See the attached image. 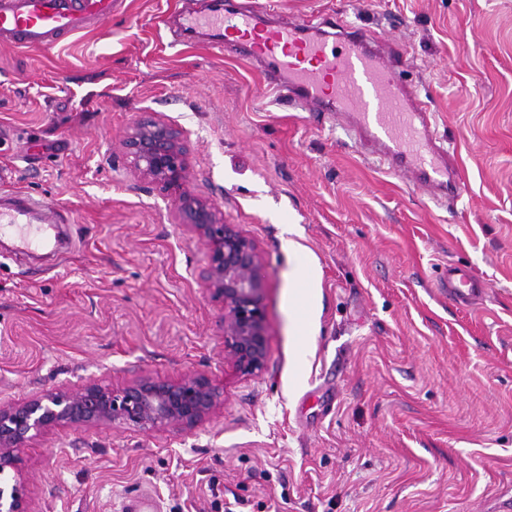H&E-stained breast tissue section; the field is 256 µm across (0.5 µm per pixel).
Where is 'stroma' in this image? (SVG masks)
Listing matches in <instances>:
<instances>
[{
    "mask_svg": "<svg viewBox=\"0 0 512 512\" xmlns=\"http://www.w3.org/2000/svg\"><path fill=\"white\" fill-rule=\"evenodd\" d=\"M179 2L116 0L110 21L53 48L0 45V194L72 219L62 253L0 254V403L199 374L221 394L190 429L40 434L19 451L32 512H114L146 488L163 512H487L512 498V0L275 2L407 45L405 78L458 161L447 205L266 95L235 48L172 46ZM147 117L182 130L192 190L257 246L259 375L224 357L203 241L125 153ZM452 264L487 285L472 307L439 290Z\"/></svg>",
    "mask_w": 512,
    "mask_h": 512,
    "instance_id": "stroma-1",
    "label": "stroma"
}]
</instances>
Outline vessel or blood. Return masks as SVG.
Returning a JSON list of instances; mask_svg holds the SVG:
<instances>
[{
	"instance_id": "obj_1",
	"label": "vessel or blood",
	"mask_w": 512,
	"mask_h": 512,
	"mask_svg": "<svg viewBox=\"0 0 512 512\" xmlns=\"http://www.w3.org/2000/svg\"><path fill=\"white\" fill-rule=\"evenodd\" d=\"M114 0H0V43L54 47L63 37L111 19ZM178 42L207 40L216 52L239 47L262 64L270 90L288 105L333 113L337 122L368 150L373 162L412 181L438 203L460 195L457 169L450 163L436 118L402 77L406 46L380 40L345 18L323 24L296 18L272 26L264 6L228 13L225 0H181ZM68 212L55 204L16 194L0 199V235L27 253L55 247ZM483 285L468 269H448V299L469 305ZM118 512H161L149 490L124 496Z\"/></svg>"
}]
</instances>
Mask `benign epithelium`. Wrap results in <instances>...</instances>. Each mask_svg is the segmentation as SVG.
<instances>
[{
	"instance_id": "7a95c632",
	"label": "benign epithelium",
	"mask_w": 512,
	"mask_h": 512,
	"mask_svg": "<svg viewBox=\"0 0 512 512\" xmlns=\"http://www.w3.org/2000/svg\"><path fill=\"white\" fill-rule=\"evenodd\" d=\"M140 180L158 186L175 203L180 223L207 248L202 271L211 297L224 309V357L253 376L267 366L261 304V257L249 237L226 224L209 200L189 186L182 131L154 119L141 121L124 141ZM219 392L204 375L187 381L138 380L120 390L89 383L0 405V512H29L17 450L37 433L58 426L126 425L153 430L193 428L214 412Z\"/></svg>"
}]
</instances>
